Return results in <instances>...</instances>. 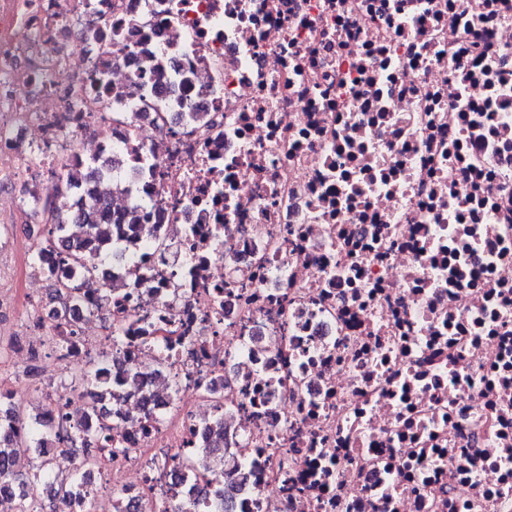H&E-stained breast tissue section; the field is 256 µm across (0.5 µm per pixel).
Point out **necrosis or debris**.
<instances>
[{
	"instance_id": "4bbe7bcc",
	"label": "necrosis or debris",
	"mask_w": 512,
	"mask_h": 512,
	"mask_svg": "<svg viewBox=\"0 0 512 512\" xmlns=\"http://www.w3.org/2000/svg\"><path fill=\"white\" fill-rule=\"evenodd\" d=\"M72 173L141 224L13 344L88 431L36 512H512V0H0L12 215ZM78 387L89 385L88 391L93 389L92 386H94L98 390L90 391V396L94 399V401L102 404L106 400H109V398H115L119 395L117 394L116 390L113 388L112 383H109L107 381H99L96 379L93 369L89 371L88 373L84 374L79 380H78ZM92 385V386H91Z\"/></svg>"
}]
</instances>
